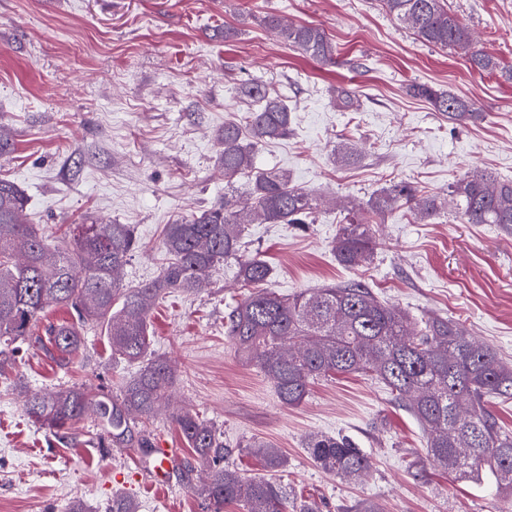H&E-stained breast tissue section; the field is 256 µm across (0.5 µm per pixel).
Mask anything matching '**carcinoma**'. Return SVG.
<instances>
[{
  "mask_svg": "<svg viewBox=\"0 0 512 512\" xmlns=\"http://www.w3.org/2000/svg\"><path fill=\"white\" fill-rule=\"evenodd\" d=\"M381 2L422 42L449 49H465L472 42L444 0ZM264 24L308 58L333 61L336 48L322 27L288 26L275 15L265 16ZM409 92L450 120L484 119L471 102L449 92L425 84H413ZM240 93L260 108L249 113L244 126L224 124L219 138L224 179L251 174L248 195L226 198L166 225L161 247L168 262L148 283L127 287L117 279L137 249L131 225L79 224L72 240L52 245L36 225L23 222L21 191L0 179V369L32 342L50 345L52 358L66 364L81 350V329L90 323L104 327L113 357L140 363L116 395L109 390L90 396L74 386L36 394L25 402L28 417L63 442L91 413L100 426L99 447H152L150 432L135 416H153L166 399L173 372L167 361L147 357L150 312L170 290L193 293L235 259L240 281L254 292L228 309L224 335L235 352L274 382L284 404L299 405L319 377L374 375L421 425L435 463L470 482L488 471L497 490L512 497V433L488 408L492 397L512 398V365L492 347L475 343L459 323L443 316H429L412 330L405 313L381 303L359 282L326 284L287 298L264 288L270 270L263 260L244 254L246 225L308 224L317 203L291 184L287 173L255 167L256 145L288 134V107L260 83H247ZM448 196L463 224L512 227V182H496L473 170L448 185ZM402 206L420 221L439 211L434 198L419 202L409 183L382 189L369 200L366 215L350 212L339 225V263L369 261L377 245L376 220ZM53 306L69 309L72 322L48 325L45 340L32 337L33 326ZM171 420L194 454V462L183 469L187 482L197 469L206 471L200 494L208 512H223L228 503L242 504L245 512H286L287 496L279 483L246 481L224 467V440L213 424L190 412L175 413ZM249 447L274 471L286 464L267 443L254 441ZM307 448L316 466L350 480L369 467L365 454L344 437L315 435Z\"/></svg>",
  "mask_w": 512,
  "mask_h": 512,
  "instance_id": "cac0c4a2",
  "label": "carcinoma"
}]
</instances>
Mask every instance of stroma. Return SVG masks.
<instances>
[{
	"label": "stroma",
	"mask_w": 512,
	"mask_h": 512,
	"mask_svg": "<svg viewBox=\"0 0 512 512\" xmlns=\"http://www.w3.org/2000/svg\"><path fill=\"white\" fill-rule=\"evenodd\" d=\"M447 6L497 70L419 41L380 0H0V135L12 143L0 178L23 192L27 222L50 240L94 220L132 225L139 248L123 281L149 282L165 262L166 224L246 194L248 176L224 179L219 134L248 114L240 85L264 84L292 124L286 138L256 146V165L287 172L320 200L311 224L248 225V253L271 269L267 288L288 296L361 282L412 322L452 318L512 363V230L460 223L447 204L424 222L399 208L378 224L369 263L343 266L334 251L347 209L393 183L442 197L474 167L512 181V0ZM269 14L323 27L334 63L277 38L263 25ZM414 83L474 103L484 120L449 121L409 95ZM340 89L353 106L337 101ZM344 144L362 151L346 166L336 161ZM237 272L228 262L201 293L172 291L150 313V354L175 370L172 404L223 432L226 466L281 482L289 512H349L361 501L385 512H512L494 480L466 482L434 463L418 422L374 377L320 379L300 405L283 404L224 336L228 306L249 293ZM84 337L68 366L37 348L0 374V512H68L78 499L110 512L117 495L138 512H204L181 469L152 485L148 450L52 442L29 420L25 393L115 391L138 372L113 359L99 328ZM316 433L352 439L367 474L353 481L316 467L306 449ZM254 440L279 448L286 467L270 471L249 449Z\"/></svg>",
	"instance_id": "stroma-1"
}]
</instances>
